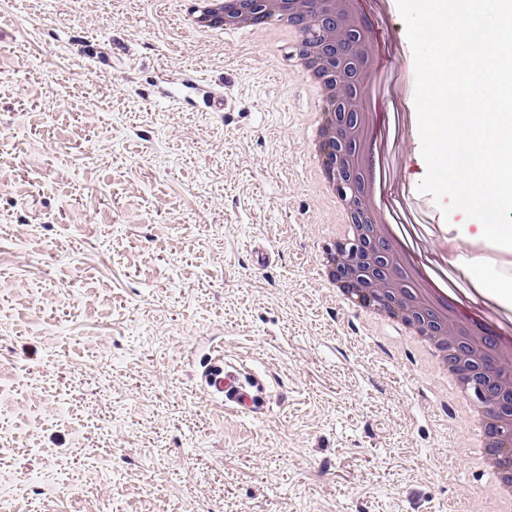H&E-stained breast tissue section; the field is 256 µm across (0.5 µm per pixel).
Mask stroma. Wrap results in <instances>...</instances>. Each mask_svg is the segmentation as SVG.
<instances>
[{"instance_id": "stroma-1", "label": "stroma", "mask_w": 512, "mask_h": 512, "mask_svg": "<svg viewBox=\"0 0 512 512\" xmlns=\"http://www.w3.org/2000/svg\"><path fill=\"white\" fill-rule=\"evenodd\" d=\"M383 10L388 195L453 286L506 279L443 216L412 50ZM177 0H0V503L8 512H448L466 427L392 326L311 269L313 102L278 46L175 25ZM223 96L224 112L211 107ZM259 381L249 412L205 385Z\"/></svg>"}]
</instances>
